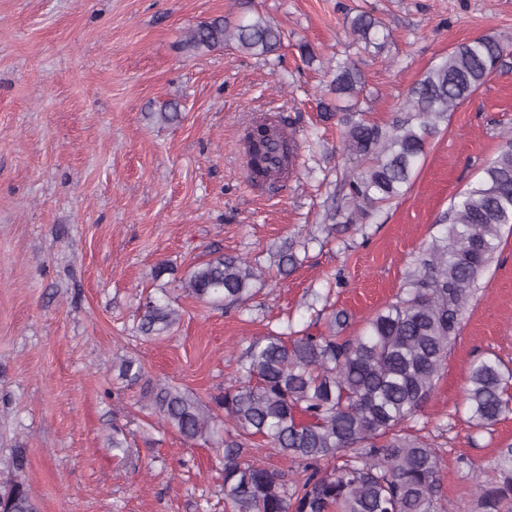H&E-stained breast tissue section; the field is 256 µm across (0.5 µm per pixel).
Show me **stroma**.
<instances>
[{"mask_svg":"<svg viewBox=\"0 0 512 512\" xmlns=\"http://www.w3.org/2000/svg\"><path fill=\"white\" fill-rule=\"evenodd\" d=\"M357 9L385 24L383 48L354 40ZM259 15L283 32L275 54L181 49L199 22ZM484 33L512 44V0H0V471L25 454L39 512H232L218 451L158 425L114 363L138 359L151 385L206 398L249 342L313 321V295L359 334L512 131V67L449 113L404 195L333 236L328 208L352 165L340 127L318 117L328 70L352 58L362 107L386 122L448 50ZM173 105L177 122L158 121ZM283 113L296 174L274 193L251 179L243 135ZM299 238L302 264L278 273L281 246ZM213 250L258 263L264 286L230 311L179 293V325L138 335L142 305L167 285L157 264L181 277ZM488 355L512 368V230L433 397L405 424L438 452L447 512H477L475 470L512 444V416L477 429L463 408L468 369ZM116 424L129 445L118 458Z\"/></svg>","mask_w":512,"mask_h":512,"instance_id":"obj_1","label":"stroma"}]
</instances>
